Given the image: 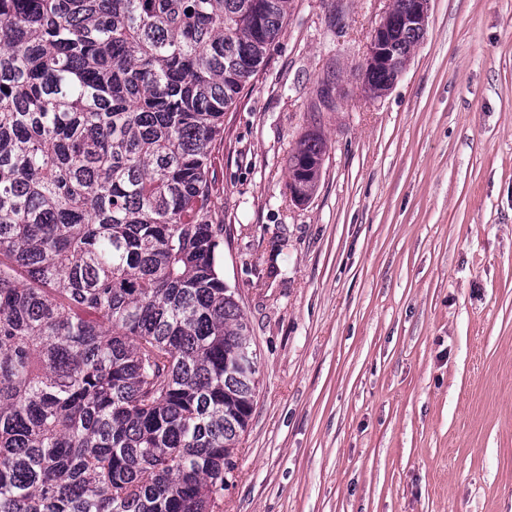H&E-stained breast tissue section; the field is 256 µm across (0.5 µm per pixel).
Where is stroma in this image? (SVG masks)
<instances>
[{"instance_id":"obj_1","label":"stroma","mask_w":512,"mask_h":512,"mask_svg":"<svg viewBox=\"0 0 512 512\" xmlns=\"http://www.w3.org/2000/svg\"><path fill=\"white\" fill-rule=\"evenodd\" d=\"M292 0L213 149L259 380L215 512H512V0ZM324 135L304 202L288 160ZM429 2L430 0H414L413 2L412 0H393L392 13L387 19L385 29L396 33V35H392L394 39L392 46L394 65L391 68L386 67L393 64V59L390 43H388L382 28L385 22L383 18L374 28L367 46L365 61L368 66L372 65L373 67L366 68L363 74V85L366 93L378 97L382 91H385L391 85L396 77L398 78L401 75L403 71L398 72L406 67L411 48L423 37L426 30ZM406 12L408 13L405 14ZM402 17V25L413 28H403L399 23Z\"/></svg>"}]
</instances>
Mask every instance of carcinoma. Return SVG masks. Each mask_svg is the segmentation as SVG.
Here are the masks:
<instances>
[{"label": "carcinoma", "mask_w": 512, "mask_h": 512, "mask_svg": "<svg viewBox=\"0 0 512 512\" xmlns=\"http://www.w3.org/2000/svg\"><path fill=\"white\" fill-rule=\"evenodd\" d=\"M290 2L0 0V512H215L258 360L212 145ZM325 155L291 154L299 199Z\"/></svg>", "instance_id": "obj_1"}]
</instances>
